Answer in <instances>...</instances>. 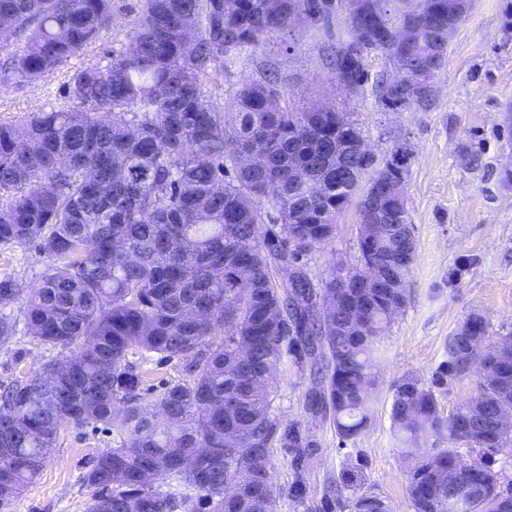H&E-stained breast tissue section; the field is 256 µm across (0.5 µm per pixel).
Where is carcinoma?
Listing matches in <instances>:
<instances>
[{
  "label": "carcinoma",
  "instance_id": "obj_1",
  "mask_svg": "<svg viewBox=\"0 0 512 512\" xmlns=\"http://www.w3.org/2000/svg\"><path fill=\"white\" fill-rule=\"evenodd\" d=\"M332 2L144 0L127 48L71 75L68 104L0 125V245L34 244L50 261L36 288L0 279V341L14 335L6 309L19 303L31 333L63 354L0 392V512L38 478L68 424L120 438L84 476L86 512H198L202 501L208 512H277L270 448L309 447L271 412L286 354L313 371L307 407L331 415L341 440L367 426L375 343L390 307L405 304L415 258L402 209H377L370 195L392 172L355 153L336 183L361 128L331 103L296 105L269 61L227 95L213 83L300 24L355 95L371 52L407 73L443 68L448 0H344L341 28ZM0 16L14 21L0 41V87L24 86L108 28L112 0H0ZM375 93L396 111L410 90L388 74ZM301 178L320 190L304 191ZM353 203L376 229L370 243L358 239L360 260L385 265L354 322L325 304L344 265L315 279L304 262ZM473 351L452 333L431 385L409 378L394 392L407 454L448 444L411 469L413 512H512V487L499 489L487 458L512 442L499 419L512 409V359L447 415L435 395ZM146 353L182 361L187 380L149 400L130 360ZM466 437L467 463L455 448ZM176 479L182 491H161ZM382 505L365 494L353 509Z\"/></svg>",
  "mask_w": 512,
  "mask_h": 512
}]
</instances>
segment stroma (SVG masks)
Listing matches in <instances>:
<instances>
[{"mask_svg":"<svg viewBox=\"0 0 512 512\" xmlns=\"http://www.w3.org/2000/svg\"><path fill=\"white\" fill-rule=\"evenodd\" d=\"M142 0H112V25L54 74L25 87L0 89V123L63 104L69 72L104 63L108 51L123 50ZM275 63L288 92L306 106L319 101L347 109L377 154L406 145L405 195L413 224L415 261L407 279L404 308L377 342V387L370 420L356 438L343 442L329 421L306 408L312 386L308 365L285 357L276 379L274 415L297 423L310 447L303 457L273 445L270 473L282 488L278 512H353L352 503L371 491L390 512H413L407 492L411 459L393 436L395 387L407 378L430 384L445 359L448 337L469 317L488 325V342L512 332V0H472L449 44L426 105L392 112L373 93L384 68L370 53L360 95L341 91L326 68L318 41L296 28L275 34L256 51ZM357 221L347 210L331 242L305 258L313 277L336 263L359 264ZM47 260L34 247L0 246V277L24 287L39 284ZM17 329L0 343V385L31 375L57 357L27 329L14 310ZM112 433L70 425L38 480L9 512H85L90 490L83 481L94 456L112 447ZM301 495H292L293 486Z\"/></svg>","mask_w":512,"mask_h":512,"instance_id":"35a3bbf8","label":"stroma"}]
</instances>
